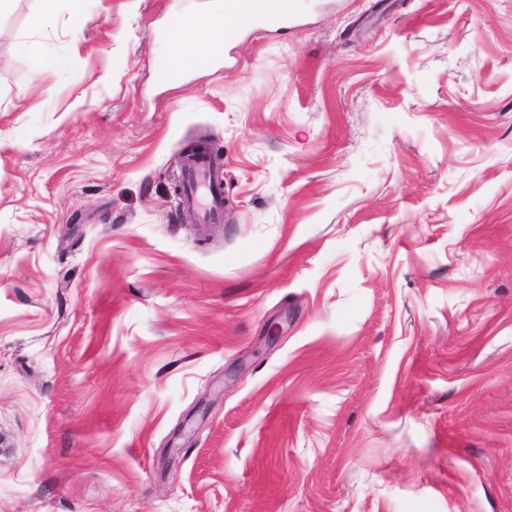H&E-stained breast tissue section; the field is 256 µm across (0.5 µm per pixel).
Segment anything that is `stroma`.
Here are the masks:
<instances>
[{
    "instance_id": "stroma-1",
    "label": "stroma",
    "mask_w": 512,
    "mask_h": 512,
    "mask_svg": "<svg viewBox=\"0 0 512 512\" xmlns=\"http://www.w3.org/2000/svg\"><path fill=\"white\" fill-rule=\"evenodd\" d=\"M212 5L0 15V512H512V0ZM240 16L235 36L225 43L228 32L236 29L239 17L224 10V3L214 12L188 17L173 31V45L165 57L169 80H176L189 71L209 68L213 57L222 52L225 44L234 42L243 29L279 27L288 22L293 1L287 0H228ZM202 33L205 39H191ZM19 47L29 59L34 72L39 73L56 67L57 61L53 57L45 54L37 45L29 42H21L19 43ZM188 190L184 202L196 211L202 223L224 218V171L216 167L209 155L199 156L185 172ZM213 185L218 187L214 192Z\"/></svg>"
}]
</instances>
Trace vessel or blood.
Returning a JSON list of instances; mask_svg holds the SVG:
<instances>
[{"mask_svg":"<svg viewBox=\"0 0 512 512\" xmlns=\"http://www.w3.org/2000/svg\"><path fill=\"white\" fill-rule=\"evenodd\" d=\"M240 16L241 28L278 27L287 23L293 11L291 0H231ZM188 190L184 202L196 211L200 222L224 217V172L209 155L199 156L185 172Z\"/></svg>","mask_w":512,"mask_h":512,"instance_id":"obj_1","label":"vessel or blood"}]
</instances>
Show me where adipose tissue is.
I'll use <instances>...</instances> for the list:
<instances>
[{
  "label": "adipose tissue",
  "mask_w": 512,
  "mask_h": 512,
  "mask_svg": "<svg viewBox=\"0 0 512 512\" xmlns=\"http://www.w3.org/2000/svg\"><path fill=\"white\" fill-rule=\"evenodd\" d=\"M238 21L235 13L221 8L182 20L173 32V45L165 57L169 79L209 68L213 57L222 52L228 32L236 29Z\"/></svg>",
  "instance_id": "adipose-tissue-1"
}]
</instances>
